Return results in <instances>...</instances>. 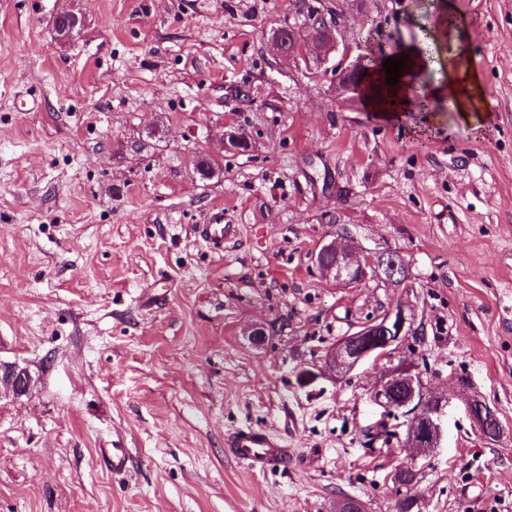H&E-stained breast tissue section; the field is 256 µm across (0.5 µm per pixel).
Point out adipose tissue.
<instances>
[{"label": "adipose tissue", "instance_id": "adipose-tissue-1", "mask_svg": "<svg viewBox=\"0 0 512 512\" xmlns=\"http://www.w3.org/2000/svg\"><path fill=\"white\" fill-rule=\"evenodd\" d=\"M404 53L407 60L398 84L387 85L386 73L380 67L366 77L362 96L370 111L400 120L419 113L416 102L422 98L436 105L447 104L462 122L479 127L492 122V113L483 108L484 90L477 72L452 61L441 81L418 88L412 78L429 67L430 59L414 47L405 48Z\"/></svg>", "mask_w": 512, "mask_h": 512}]
</instances>
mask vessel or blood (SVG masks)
I'll return each instance as SVG.
<instances>
[{
    "label": "vessel or blood",
    "instance_id": "1",
    "mask_svg": "<svg viewBox=\"0 0 512 512\" xmlns=\"http://www.w3.org/2000/svg\"><path fill=\"white\" fill-rule=\"evenodd\" d=\"M236 233V225L225 223L224 215L220 212L199 228L200 236L217 249L223 248L225 241L232 239ZM224 446L229 456L246 463L250 469L259 473L287 464L292 457L282 439L248 425L227 435Z\"/></svg>",
    "mask_w": 512,
    "mask_h": 512
}]
</instances>
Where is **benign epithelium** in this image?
Listing matches in <instances>:
<instances>
[{
	"mask_svg": "<svg viewBox=\"0 0 512 512\" xmlns=\"http://www.w3.org/2000/svg\"><path fill=\"white\" fill-rule=\"evenodd\" d=\"M321 25H325V22L315 12L308 17L307 38L296 39L292 50H284L282 39L279 37L272 39V45L282 57L296 59L301 56L306 60L310 58L320 68L329 61L330 54L339 46V27H330L326 32V38L321 40L316 32ZM364 70L366 65L359 56L348 70L340 74L336 82L337 95L342 97L350 92L351 86L346 79L347 75ZM315 262L325 277L338 284H353L368 278L397 287L408 282L405 260L396 251L382 254L360 253L351 246L334 240L320 245ZM414 323L415 311L409 305L401 304L393 310H388L328 348L322 358L323 365L319 367L320 373L303 369L299 373V378L314 380L321 374L336 378L353 371L367 359H390L397 345L409 335ZM384 327L391 330V338L386 342L379 345L367 343L362 347L357 346L358 337L375 336ZM3 381L8 382L16 393L22 394L30 389L33 379L25 368L1 364L0 383ZM370 400L387 412L401 410L411 416L406 433V447L416 449L417 454L426 455L441 445L444 438L442 422L448 415V396L427 395L426 384L421 374L400 363L387 368L383 378L371 390ZM464 410L473 429L483 439L490 440L489 424L496 418L495 409L479 397L471 396L464 400Z\"/></svg>",
	"mask_w": 512,
	"mask_h": 512,
	"instance_id": "7a95c632",
	"label": "benign epithelium"
}]
</instances>
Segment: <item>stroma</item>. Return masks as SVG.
<instances>
[{
	"mask_svg": "<svg viewBox=\"0 0 512 512\" xmlns=\"http://www.w3.org/2000/svg\"><path fill=\"white\" fill-rule=\"evenodd\" d=\"M307 3L353 55L432 48L423 85L461 52L493 123L441 105L414 133L338 100L334 74L268 42L300 24L299 0H0V364L33 378L0 387V512H335L347 495L512 512V0ZM72 8L86 24L62 44L52 21ZM447 11L462 46L440 35ZM233 128L250 152L225 151ZM219 211L238 233L217 252L197 229ZM334 239L399 252L408 287L336 286L314 260ZM400 303L416 321L396 362L450 401L423 456L407 417L370 400L384 363L297 378ZM472 395L498 441L472 428ZM243 425L292 463L228 457ZM7 381L18 394L27 392L33 382L30 372L17 365H0V383ZM464 410L473 429L479 433L483 439L487 441H495V439H497L502 433V426L499 424L500 432L497 438L492 439L487 434L489 432L490 422L496 418V411L478 396H471L465 399Z\"/></svg>",
	"mask_w": 512,
	"mask_h": 512,
	"instance_id": "35a3bbf8",
	"label": "stroma"
}]
</instances>
